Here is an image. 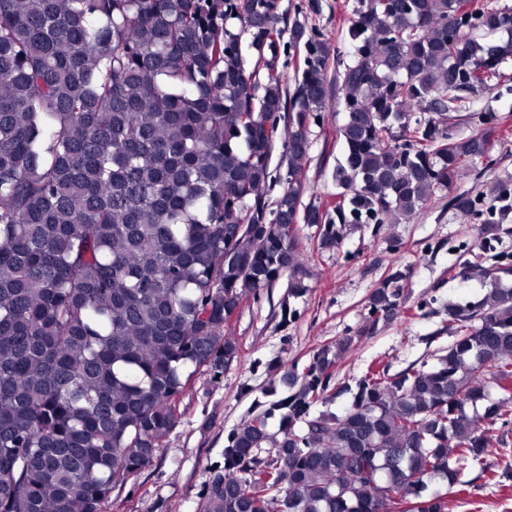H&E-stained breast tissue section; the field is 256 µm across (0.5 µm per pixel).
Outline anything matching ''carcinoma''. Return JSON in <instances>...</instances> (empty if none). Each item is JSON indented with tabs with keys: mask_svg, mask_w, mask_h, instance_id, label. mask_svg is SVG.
Here are the masks:
<instances>
[{
	"mask_svg": "<svg viewBox=\"0 0 512 512\" xmlns=\"http://www.w3.org/2000/svg\"><path fill=\"white\" fill-rule=\"evenodd\" d=\"M284 23L277 0H0V512H103L153 462L193 375L238 357L224 323L242 302L285 274L288 296L306 292L297 221L330 247L349 224L412 216L506 133L471 97L512 58V8L362 0L346 65L296 25L292 94ZM332 70L345 155L328 220L300 210L299 161ZM279 140L294 177L271 209ZM448 204L488 233L512 190L484 211ZM463 278L486 293L448 303L433 364L372 367L342 414L312 419L352 341L321 349L294 394L231 436L202 512H447L460 471L512 427V265ZM404 281L372 292L358 335L401 313ZM275 415L284 438L262 458Z\"/></svg>",
	"mask_w": 512,
	"mask_h": 512,
	"instance_id": "cac0c4a2",
	"label": "carcinoma"
}]
</instances>
